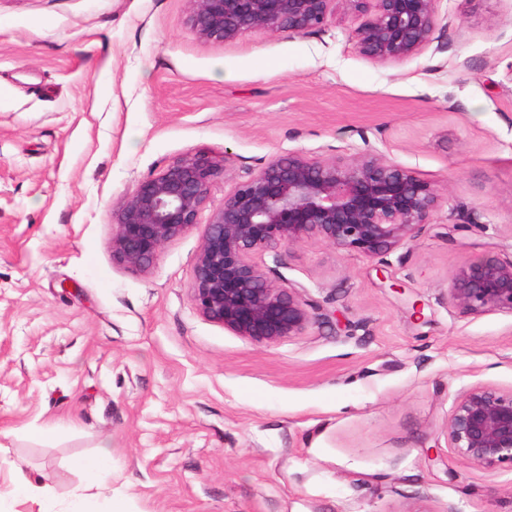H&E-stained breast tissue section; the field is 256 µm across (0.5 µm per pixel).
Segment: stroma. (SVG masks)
Segmentation results:
<instances>
[{"mask_svg":"<svg viewBox=\"0 0 512 512\" xmlns=\"http://www.w3.org/2000/svg\"><path fill=\"white\" fill-rule=\"evenodd\" d=\"M438 44L378 65L350 19L197 36L189 0H0V512L21 470L93 512H512V464L449 448L474 386L512 390V315L449 304L458 264L512 258V0H438ZM371 150L443 195L385 268L314 240L258 255L327 323L263 346L190 288L204 220L245 171ZM199 151L203 221L141 271L113 212ZM59 424L38 437L35 429ZM73 468L90 480L92 484L101 485V489H106L102 485L112 473V466L107 460L100 456H88L78 458L73 462Z\"/></svg>","mask_w":512,"mask_h":512,"instance_id":"stroma-1","label":"stroma"}]
</instances>
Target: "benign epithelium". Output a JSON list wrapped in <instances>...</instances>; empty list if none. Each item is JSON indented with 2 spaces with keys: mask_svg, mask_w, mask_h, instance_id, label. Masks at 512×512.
Instances as JSON below:
<instances>
[{
  "mask_svg": "<svg viewBox=\"0 0 512 512\" xmlns=\"http://www.w3.org/2000/svg\"><path fill=\"white\" fill-rule=\"evenodd\" d=\"M438 0H191L194 32L230 41L250 30L304 34L336 15L353 22L352 38L370 61L410 59L435 40ZM222 171L196 152L142 180L115 215L112 253L149 268L165 243L199 223L210 186ZM441 196L417 173L366 150L318 158L302 152L275 157L245 173L213 210L197 255L191 299L209 322L271 346L318 322L294 287L274 286L255 261L261 252L315 240L382 265L431 223ZM448 302L463 314H512V260L460 263ZM448 447L482 467L512 462V390L465 391L448 418Z\"/></svg>",
  "mask_w": 512,
  "mask_h": 512,
  "instance_id": "1",
  "label": "benign epithelium"
}]
</instances>
